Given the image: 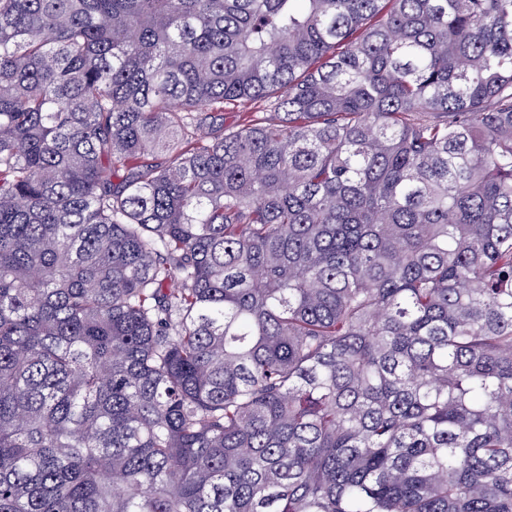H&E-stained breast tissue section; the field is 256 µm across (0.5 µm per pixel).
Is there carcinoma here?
<instances>
[{
  "label": "carcinoma",
  "instance_id": "obj_1",
  "mask_svg": "<svg viewBox=\"0 0 512 512\" xmlns=\"http://www.w3.org/2000/svg\"><path fill=\"white\" fill-rule=\"evenodd\" d=\"M0 512H512V0H0Z\"/></svg>",
  "mask_w": 512,
  "mask_h": 512
}]
</instances>
